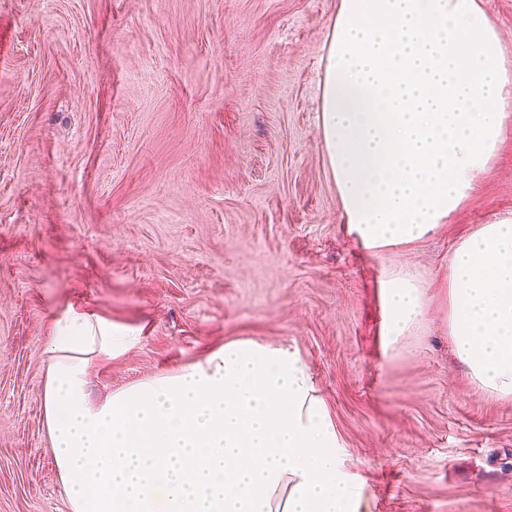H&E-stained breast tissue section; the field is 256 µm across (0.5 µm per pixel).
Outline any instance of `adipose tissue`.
<instances>
[{
  "label": "adipose tissue",
  "instance_id": "adipose-tissue-1",
  "mask_svg": "<svg viewBox=\"0 0 512 512\" xmlns=\"http://www.w3.org/2000/svg\"><path fill=\"white\" fill-rule=\"evenodd\" d=\"M478 0H340L319 129L345 230L378 255L435 235L504 134L512 79ZM448 334L473 382L512 398V218L448 258ZM397 343L423 321L411 273L381 281ZM135 331L74 309L56 321L46 431L72 512H361V476L298 351L235 341L87 398L90 361Z\"/></svg>",
  "mask_w": 512,
  "mask_h": 512
}]
</instances>
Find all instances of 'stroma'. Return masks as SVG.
Wrapping results in <instances>:
<instances>
[{"label": "stroma", "instance_id": "obj_1", "mask_svg": "<svg viewBox=\"0 0 512 512\" xmlns=\"http://www.w3.org/2000/svg\"><path fill=\"white\" fill-rule=\"evenodd\" d=\"M339 0H0V512H71L43 423L45 350L75 308L136 330L88 397L235 340L297 350L365 512H512V398L448 335V256L512 215V107L431 239L344 230L318 127ZM424 320L386 345V268Z\"/></svg>", "mask_w": 512, "mask_h": 512}]
</instances>
